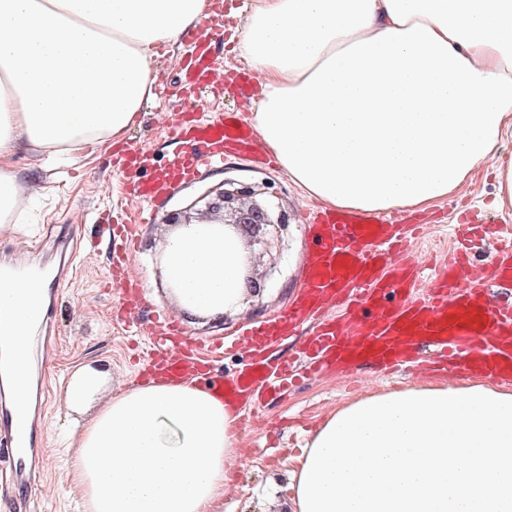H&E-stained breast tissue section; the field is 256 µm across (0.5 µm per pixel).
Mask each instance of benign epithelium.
<instances>
[{"label": "benign epithelium", "instance_id": "benign-epithelium-1", "mask_svg": "<svg viewBox=\"0 0 512 512\" xmlns=\"http://www.w3.org/2000/svg\"><path fill=\"white\" fill-rule=\"evenodd\" d=\"M254 191L247 186L223 189L211 198H202L203 209L200 216L185 217L184 220H172V223H214L233 226L246 241L247 248L265 253L279 247L282 232L289 225L288 214L273 201L276 194L258 201L253 198Z\"/></svg>", "mask_w": 512, "mask_h": 512}]
</instances>
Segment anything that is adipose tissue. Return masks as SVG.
Returning <instances> with one entry per match:
<instances>
[{"label": "adipose tissue", "mask_w": 512, "mask_h": 512, "mask_svg": "<svg viewBox=\"0 0 512 512\" xmlns=\"http://www.w3.org/2000/svg\"><path fill=\"white\" fill-rule=\"evenodd\" d=\"M207 0H0V229L18 228L44 166L124 140L153 96L160 46ZM257 73L254 121L307 196L340 210L423 211L481 169L512 209V0H255L240 44ZM176 307L219 319L248 295L232 227L177 224L159 242ZM44 282L0 277L13 329L11 396L29 401L28 330ZM102 374L62 391L85 409ZM235 412L194 383L109 396L68 452L87 512H220L240 439ZM290 512H512V385L426 381L331 412L302 448Z\"/></svg>", "instance_id": "1"}]
</instances>
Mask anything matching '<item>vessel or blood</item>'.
<instances>
[{
	"instance_id": "b4317fda",
	"label": "vessel or blood",
	"mask_w": 512,
	"mask_h": 512,
	"mask_svg": "<svg viewBox=\"0 0 512 512\" xmlns=\"http://www.w3.org/2000/svg\"><path fill=\"white\" fill-rule=\"evenodd\" d=\"M224 27V14L216 10L184 35L194 45L185 62L188 78L199 92L215 97L222 95L224 82L201 43L208 36L223 35ZM171 132L187 149L173 155L161 173L142 181L137 190L142 214H149L155 197L173 181L191 178L200 161L218 166L225 149L248 153L257 148L251 128L236 112H210L199 106L191 121H173ZM309 229L303 292L279 321L283 332L311 324L298 354L270 361L265 354L269 333L253 330L237 343L245 354L242 369L232 377L214 379L168 320L151 341L148 356L153 365L173 381L191 374L204 378L216 398L239 407L243 422L249 415L242 404L258 403L265 393L361 362L407 368L421 343L448 371L478 366L512 378V302L494 295L495 289L512 288V227L497 229L486 270L471 265L467 239L443 267L429 268L427 261L407 256L405 228L385 215H317ZM0 425L16 435V488L29 494L31 470L44 459L43 449L36 446L37 431L20 413L8 410L0 412Z\"/></svg>"
}]
</instances>
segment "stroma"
Segmentation results:
<instances>
[{
  "instance_id": "obj_1",
  "label": "stroma",
  "mask_w": 512,
  "mask_h": 512,
  "mask_svg": "<svg viewBox=\"0 0 512 512\" xmlns=\"http://www.w3.org/2000/svg\"><path fill=\"white\" fill-rule=\"evenodd\" d=\"M186 51L183 45L160 48L155 65L157 81L166 86L168 94L143 103L139 121L127 138L128 143L148 155L141 175L157 172L170 155L182 148L181 143L169 137L167 120L178 106L173 93L182 86ZM208 53L230 79L215 111L252 117V104L243 101L238 81L247 71L238 41L212 39ZM113 157V151L108 150L75 164L57 163L47 170L36 167L26 155L15 160L21 179H38L42 190L21 218L22 223L33 225V232L0 231V261L24 245L38 265L54 274L60 263L56 249L63 242L74 252L75 259L67 281L53 284L48 290L52 305L44 312L43 334L51 345V356L45 365L33 368L34 375L44 379L40 445L45 455L41 481L31 496L18 498L4 489L5 468L0 465V512H86L65 464L66 435L74 426V418L61 401L62 388L77 369L88 365L99 370L115 392L137 386L143 338L150 335L155 318L160 317L176 321L185 338L198 343L199 356L213 374L232 373L240 358L235 352L218 350V343L240 337L247 328L277 316L292 302L302 282L303 258L310 244L305 215L317 208V201L303 195L280 167L268 168L231 156L225 158L222 167L202 168L196 179L153 203L151 220L139 224L136 247L127 263L130 274L141 285L142 300L128 303L118 289L106 285L111 249L105 228L98 221L100 214L123 196L125 179L114 168ZM226 181L257 189L267 187L279 194L290 219L287 246L261 257L257 263L264 281L259 296L250 298L225 318L200 320L176 308L171 289L160 272L158 243L166 220ZM495 193L493 175L482 173L461 195L417 214L424 230L420 237L411 239V254L426 259L447 255L453 229L465 213L479 222L488 219L512 226V213L494 208ZM419 379L416 373L380 376L366 371L352 381L339 373L304 381L266 402L241 437L239 457L224 494L223 512H270L271 495L286 499L291 459L299 455L322 418L366 391L399 388Z\"/></svg>"
}]
</instances>
